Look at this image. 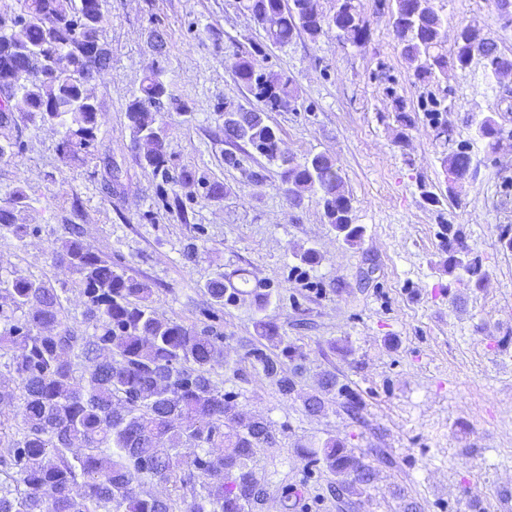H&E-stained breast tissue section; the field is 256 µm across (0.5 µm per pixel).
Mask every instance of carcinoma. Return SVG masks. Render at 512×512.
Here are the masks:
<instances>
[{"mask_svg": "<svg viewBox=\"0 0 512 512\" xmlns=\"http://www.w3.org/2000/svg\"><path fill=\"white\" fill-rule=\"evenodd\" d=\"M104 0H20L19 11L0 15V81L14 78L9 111L0 103V158L23 147L19 122L39 118L64 129L62 158L67 164L93 156L98 134V109L88 87L109 67L111 56L101 42ZM241 8L263 26L271 45L283 47L305 34L315 41L336 30L339 40L357 48L367 39V26L355 0H339L331 15L319 0H240ZM393 33L401 52L416 60L414 78L440 84L473 63L466 48L445 47V20L436 0H388ZM257 47L237 55L230 65L237 82L261 103L257 108L224 103V138L244 143L277 165L283 193L298 206L308 194L319 196L327 223L347 243L363 235L354 223L352 197L340 168L325 153L301 159L282 147L277 131L266 123L268 112L296 110L298 95L291 80L268 73L258 63ZM389 83L390 112L399 128L396 143L407 142L414 119L405 100ZM447 95H429L421 110L433 130L445 125ZM175 109L189 113L186 102L173 98L163 80V68L145 76L126 107L131 149L140 164L167 182L170 157L157 115ZM476 141L494 153L503 131L494 115L472 120ZM467 143L442 151L439 162L455 197L465 183L476 180L480 160ZM27 195L19 190L0 206V244L21 240L28 225L19 223ZM448 258L443 267L459 271L458 281L480 284L486 277L482 262L471 256L462 228L443 224ZM54 259L75 279L84 299V318L93 333L77 335L63 322L62 296L50 284L15 274L0 278V293L10 300L0 307L6 335L0 344L14 349L10 363L21 390V428L9 441L10 465L24 489L0 484V512H172L167 495H141L147 478L168 482L184 462L182 485L204 477L203 493L193 496L188 512H255L264 501V482L247 467L254 449L273 443L270 424L238 410L213 384L210 373L224 364V335L211 327H187L158 313L151 305L153 289L132 274L115 269L81 239L79 227L54 251ZM217 305L240 295H252L259 307L269 294L228 291L224 277L205 284ZM249 356L267 375L277 373L279 360L260 348ZM329 373L322 391L304 399L307 412L324 409L326 395L336 388ZM304 455L323 463L343 478L340 499L360 496L374 479V468L339 442L327 441Z\"/></svg>", "mask_w": 512, "mask_h": 512, "instance_id": "1", "label": "carcinoma"}]
</instances>
